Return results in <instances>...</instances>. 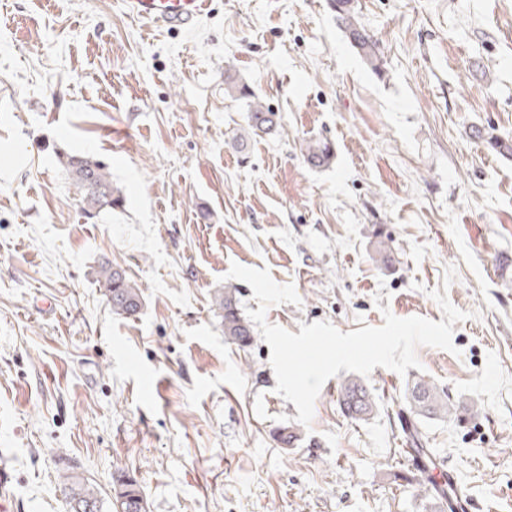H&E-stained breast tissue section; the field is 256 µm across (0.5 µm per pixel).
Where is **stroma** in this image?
<instances>
[{"instance_id": "stroma-1", "label": "stroma", "mask_w": 512, "mask_h": 512, "mask_svg": "<svg viewBox=\"0 0 512 512\" xmlns=\"http://www.w3.org/2000/svg\"><path fill=\"white\" fill-rule=\"evenodd\" d=\"M355 5L383 73L330 0H212L181 30L122 0H0L5 512H67L62 457L106 493L133 475L147 512H446L404 459L398 412L419 373L456 409L421 421L427 448L475 512H512V156L473 135L512 140V0ZM228 73L276 131L251 134ZM312 139L332 143L329 166L306 163ZM63 154L103 161L122 207L87 217ZM234 262L295 286L300 305L266 314L295 334L387 311L439 322V288L468 317L454 351L365 377L371 416L341 412L342 371L306 426L261 335L224 339L215 299ZM105 263L141 289L135 316L113 314ZM354 2V0H332V6L336 11L337 20L357 53L373 72L380 73L383 60L379 45L357 21Z\"/></svg>"}]
</instances>
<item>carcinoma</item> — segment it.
Listing matches in <instances>:
<instances>
[{"label": "carcinoma", "instance_id": "cac0c4a2", "mask_svg": "<svg viewBox=\"0 0 512 512\" xmlns=\"http://www.w3.org/2000/svg\"><path fill=\"white\" fill-rule=\"evenodd\" d=\"M332 6L357 53L373 72H381L383 60L379 45L357 21L354 0H332ZM224 84L227 96L235 100H248V126L252 132L269 133L278 126L277 114L257 100L245 83L229 75ZM474 135L485 139L496 152L512 155L509 141L479 128L474 130ZM305 158L315 168L326 166L334 158L333 147L324 140H310L305 145ZM60 163L70 173L85 214L93 217L122 205L123 195L112 185L110 172L103 162L90 156L66 154L60 158ZM99 275L105 296L112 299V313L132 316L140 311L141 289L124 272L107 265L101 267ZM235 292V288L225 287L224 294L216 298V305L223 313L224 337L245 347L252 340V332L248 322L238 312ZM338 400L341 409L352 418L368 417L376 408L371 392L356 379H347L340 385ZM408 406L411 441L417 448L423 447L418 428L420 419L451 416L454 410L448 393L422 377L415 379L409 389ZM60 479L66 491L69 512H147V503L138 482L122 470L113 476L112 496L108 498L71 461L63 463Z\"/></svg>", "mask_w": 512, "mask_h": 512}]
</instances>
